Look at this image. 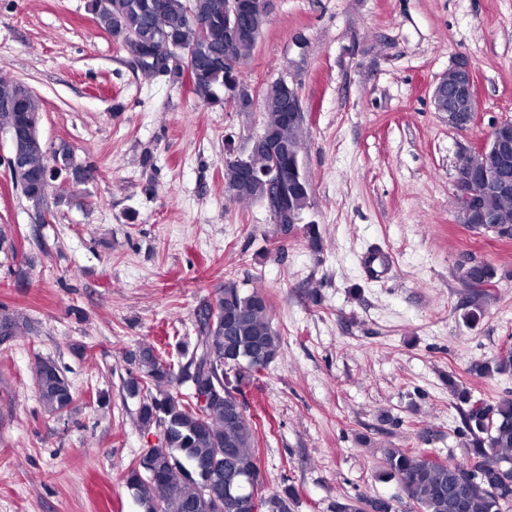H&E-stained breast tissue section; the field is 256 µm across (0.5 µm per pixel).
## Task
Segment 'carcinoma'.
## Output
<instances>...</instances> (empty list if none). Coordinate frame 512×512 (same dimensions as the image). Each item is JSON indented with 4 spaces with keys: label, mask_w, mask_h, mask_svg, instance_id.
<instances>
[{
    "label": "carcinoma",
    "mask_w": 512,
    "mask_h": 512,
    "mask_svg": "<svg viewBox=\"0 0 512 512\" xmlns=\"http://www.w3.org/2000/svg\"><path fill=\"white\" fill-rule=\"evenodd\" d=\"M105 0H90L89 10L100 29L120 40L137 61L146 62L159 40L180 50L192 51L193 69L207 87L205 103L229 105L237 73L224 69V0H119L120 12L104 6ZM258 35L242 37L233 53L246 60L256 48ZM187 58L176 55L167 75L181 83ZM288 102V85L273 81L262 90L263 122L271 132L287 140L293 150L302 149L307 128L282 122ZM41 120L40 100L23 84L0 79V127L18 131L34 128ZM18 182L27 200L46 203L58 171L70 170L76 182L89 171L74 163L72 152L63 147L48 151L39 135L21 145ZM224 192L239 204L262 201V190L245 186L240 171L224 165ZM285 207L296 214L311 206L312 185L300 187L288 175L280 189ZM478 208L488 215L497 213L512 228V201L485 191L478 196ZM463 279L471 286L492 282L496 270L487 263L461 267ZM236 321L235 330H224V319ZM29 331V322L0 306V343L12 341ZM192 348H184L185 362L174 365L163 359L154 346L143 344L126 355L132 366L126 381L129 396L138 399V422L145 430L164 431V438L144 449L138 460L126 468V486L144 505L146 512H209L202 495L203 475L211 476L213 498L224 501V479L230 474L260 473L256 449V427L247 415L232 419L234 395L253 379L246 350L258 353L265 365L279 354L280 336L273 326L267 295L260 289L242 290L229 281L214 301L206 303L194 326ZM471 372L492 376L512 372V348L499 351L492 359L472 364ZM34 385L39 401L51 418L62 419L75 403L71 384L50 358L37 361ZM461 409L471 448L462 462L440 459L423 449L389 448L384 454L385 475L397 482L413 504L415 512H512V392L496 403L473 398L471 392L450 382ZM208 386L220 392L201 406L196 392ZM261 512H291L292 492L283 495L260 493ZM334 512H395L393 499L362 497L359 504L338 502Z\"/></svg>",
    "instance_id": "obj_1"
}]
</instances>
